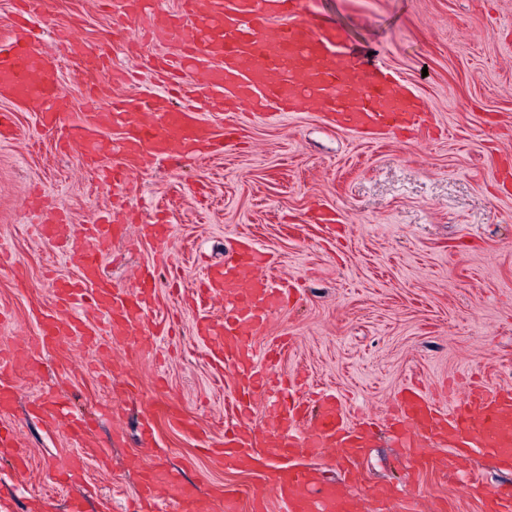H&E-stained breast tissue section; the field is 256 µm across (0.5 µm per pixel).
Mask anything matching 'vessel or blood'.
Returning a JSON list of instances; mask_svg holds the SVG:
<instances>
[{
    "instance_id": "b4317fda",
    "label": "vessel or blood",
    "mask_w": 512,
    "mask_h": 512,
    "mask_svg": "<svg viewBox=\"0 0 512 512\" xmlns=\"http://www.w3.org/2000/svg\"><path fill=\"white\" fill-rule=\"evenodd\" d=\"M112 10L117 32L129 23L149 18L140 39L144 57L160 73L155 92L117 98L110 110H100L96 90H89L85 112L69 122L66 95L57 77L56 58L41 46L42 27L28 11H20L12 30L0 37V98L28 100L38 105L40 126L57 137L61 151L86 148L85 161L99 180L123 184L144 161L166 158L196 161L204 149L232 146L234 127L216 130L197 112L175 108L172 93L187 73L203 75L212 91V105L227 112L244 109L283 119L296 109L316 105L338 127L380 141L407 129L417 138L430 134L426 108L380 62L362 60L337 26L316 15L306 0H178L175 8L161 0H102ZM121 136L106 140L107 126ZM111 220L98 216L93 224L75 229L67 216L38 225L46 242L69 243L78 260V275L59 279L53 290L54 310L42 322L41 342L48 347L80 338L89 346L110 349L122 343L138 346L143 331L161 336L162 323L152 321L151 297L156 283L141 276L128 289L114 288L103 273L102 256L112 247ZM273 264L269 252L246 236L226 250L224 261L210 268L197 290L199 301L224 305L220 323L204 322L195 332L205 344L213 373L223 378L232 369L237 392L224 403V434L211 442L216 462L233 468L259 466L260 490L250 499L251 512H359L357 498L347 489L316 485V474L298 459L336 451V464L349 470L370 447L375 423L366 415L347 417L335 397H323L319 413L308 418L294 399V381L278 378L268 384L266 366L276 356L274 346L258 347L254 338L266 326L269 311L287 307L292 288L273 287L266 273ZM108 336H101L100 325ZM28 360L26 347L0 348V404L8 405L15 387L3 372ZM64 394L33 397L46 420L82 438L85 421L65 418ZM261 427H253L254 412ZM393 431L404 448L447 449L449 460L462 450L486 451L512 461V387L480 382L455 394L449 408L417 387L404 388L390 415ZM138 498L154 508L163 502L194 512L195 499L180 480L161 474L156 464L141 474Z\"/></svg>"
}]
</instances>
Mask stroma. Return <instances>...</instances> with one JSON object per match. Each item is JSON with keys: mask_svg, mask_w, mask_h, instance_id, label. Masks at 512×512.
Masks as SVG:
<instances>
[{"mask_svg": "<svg viewBox=\"0 0 512 512\" xmlns=\"http://www.w3.org/2000/svg\"><path fill=\"white\" fill-rule=\"evenodd\" d=\"M55 2L43 48L62 56L54 32L63 29L136 69L135 45L114 37L97 0ZM316 9L346 40L379 49L380 61L422 96L431 139L401 131L375 143L314 110L281 120L242 115L243 148L189 165L150 163L115 187L95 178L79 149L59 152L34 106L0 100L16 122L14 135L0 139V243L11 254L0 268V344H28L39 367L16 372V402L0 411V425L17 431L28 454L19 477L0 452V512H68L75 498L85 512H126L151 446L164 449L165 470L194 488L196 512H224L225 491L257 487L256 471L224 469L201 450L224 431L233 375L213 380L194 333L197 321L222 317V309L191 298L223 260L225 239L242 232L273 254V281L296 287L255 338L284 346L272 375L304 378L305 393L332 391L349 410L379 418L411 381L439 391L475 377L512 384V184L501 183L512 171V0H317ZM59 77L73 121L91 84L102 87L104 110L113 97L150 88L145 74L117 87L110 72L74 65H60ZM57 208L75 225L115 210L122 233L105 275L127 288L151 269V316L174 321L169 335L151 337L134 357L36 343L39 322L54 309V278L78 273L68 246L33 232ZM160 218L171 227L162 253L138 231ZM293 224L300 236L290 235ZM56 390L66 392L69 411L96 417L85 447L31 410L34 394ZM159 401L182 424L155 415ZM147 417L155 427L149 441L141 435ZM79 449L82 471L60 475L59 458ZM431 454L434 467L418 470L382 426L356 481L331 456L306 464L319 484L346 481L360 497L388 489L380 512H399L405 495L418 497L420 512H483L465 488L469 476L488 488L512 485V465L492 455L471 456L449 474L446 449Z\"/></svg>", "mask_w": 512, "mask_h": 512, "instance_id": "stroma-1", "label": "stroma"}]
</instances>
